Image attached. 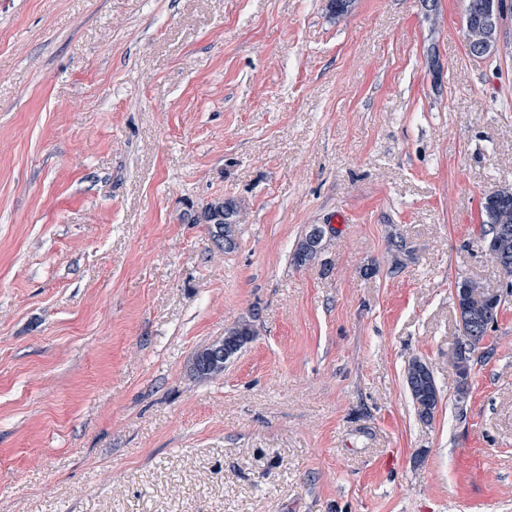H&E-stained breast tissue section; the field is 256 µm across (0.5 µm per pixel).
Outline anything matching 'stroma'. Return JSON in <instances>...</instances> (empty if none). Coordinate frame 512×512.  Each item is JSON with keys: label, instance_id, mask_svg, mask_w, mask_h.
I'll list each match as a JSON object with an SVG mask.
<instances>
[{"label": "stroma", "instance_id": "1", "mask_svg": "<svg viewBox=\"0 0 512 512\" xmlns=\"http://www.w3.org/2000/svg\"><path fill=\"white\" fill-rule=\"evenodd\" d=\"M462 10L0 0V512H512V300L465 400L448 363L456 282L503 283L512 0L482 59ZM481 236L486 252L504 278L503 289L512 296V188L487 194L482 203ZM502 289V290H503ZM234 210L224 201L211 202L207 204L203 211V220L207 224V230L210 238L217 246L230 250L236 245L237 222L232 219ZM322 240V230L319 227H314L306 234L305 238L299 242L294 262L296 265L302 266L307 261L315 259L320 252V245ZM250 326L251 325L246 322H238L225 332L224 340L204 348L203 351L207 357L199 360L195 357L193 360L192 372L194 376L198 379H207L223 372L224 364H226L253 335ZM411 361L405 370L406 385L415 413L420 420L427 422L433 418L439 390L430 369L417 360Z\"/></svg>", "mask_w": 512, "mask_h": 512}]
</instances>
